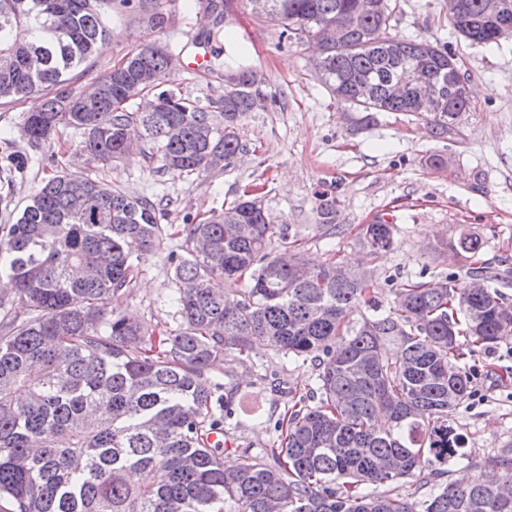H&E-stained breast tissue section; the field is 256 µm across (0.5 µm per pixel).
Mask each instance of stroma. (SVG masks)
Here are the masks:
<instances>
[{"label": "stroma", "instance_id": "stroma-1", "mask_svg": "<svg viewBox=\"0 0 512 512\" xmlns=\"http://www.w3.org/2000/svg\"><path fill=\"white\" fill-rule=\"evenodd\" d=\"M393 33L452 49L470 90V104L448 135H432L425 121L405 112H378L373 120L340 104L319 81L314 43L280 42V26L255 18L240 0L225 26L215 34L214 21L198 0H166L170 15L163 29L150 28L139 8L112 13L109 34L85 71L69 85L79 93L109 72L114 61L139 45L156 42L173 54L176 65L165 88L197 99L208 111L220 109L224 97V35L235 34L240 63L261 70L270 96L263 109L248 113L238 127L244 151L223 171L178 177L135 157L106 165L78 152L81 131L63 129L52 145L29 148L20 136L33 99L0 103V154L6 148L27 155L23 172L0 170V225L13 223L41 177L59 169L119 186L135 198L163 208V223L182 228L185 216H205L238 200L245 186L263 187L264 204L277 225L298 235L301 254L314 266L351 262L374 273L375 297L389 305L392 282L426 275L438 280L464 274L466 258L440 246L462 229L485 242L479 259L498 268L512 264V33L485 46L458 37L448 23V0H396ZM214 33L210 70L188 63L195 43ZM328 191L337 200L335 234L316 226L315 194ZM381 220L394 226L393 250L369 258L357 245L362 225ZM134 288L122 299L128 311L151 323L176 326L170 302L175 288L166 252L138 258ZM471 372L470 399L453 415L466 439L468 456L449 468L448 479L466 481L491 475L490 458L512 443V337L479 349L466 361ZM213 374L230 402L224 422V458L261 455L277 438L273 426L300 398L317 386L316 362L293 361L274 352L245 357L225 350Z\"/></svg>", "mask_w": 512, "mask_h": 512}]
</instances>
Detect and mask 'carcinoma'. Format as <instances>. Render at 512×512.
<instances>
[{
  "label": "carcinoma",
  "instance_id": "carcinoma-1",
  "mask_svg": "<svg viewBox=\"0 0 512 512\" xmlns=\"http://www.w3.org/2000/svg\"><path fill=\"white\" fill-rule=\"evenodd\" d=\"M132 0H0V100L40 95L22 135L35 148L61 128L82 131L80 150L117 164L135 154L172 175L230 166L237 129L263 108L266 78L241 66L225 75L222 112L208 111L159 86L173 64L155 43L117 59L90 93L61 89L97 50L106 19ZM236 0H206L221 22ZM274 10L284 32L324 35L318 75L337 101L360 112H413L415 89L392 84L407 70L435 86L426 116L445 135L470 104L455 55L390 33L392 0H247ZM484 0H448V22L464 39L498 41V21ZM152 28L170 20L160 3L139 2ZM153 96L148 112L131 107ZM316 223L336 233V198L316 193ZM174 234L156 206L116 185L62 172L41 179L12 224L0 229V512H512V448L491 460L498 476L441 483L448 464L466 457L452 424L471 395L464 359L475 347L512 336L503 289L512 272L468 268L482 292L450 273L438 282L391 289L387 314L353 325L349 313L371 296L372 274L346 266L306 268L271 221L263 200L238 199ZM394 227L365 224L358 246L375 257L394 248ZM480 235L448 241L476 256ZM169 250L180 322L169 330L121 308L138 268L132 255ZM246 281L248 287L234 284ZM250 356L264 348L318 363L316 403L300 399L279 422L272 462L224 461L208 436L221 429L210 370L224 349ZM38 369L32 382L29 371ZM384 413L391 425L374 422ZM428 472H423V468ZM139 474L132 483L127 475ZM433 486L422 501L366 493L363 485Z\"/></svg>",
  "mask_w": 512,
  "mask_h": 512
}]
</instances>
